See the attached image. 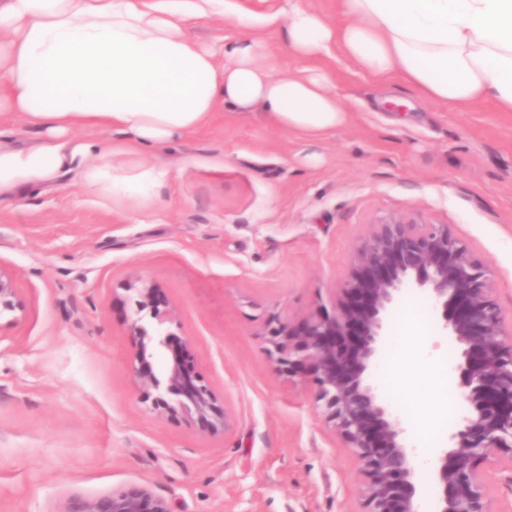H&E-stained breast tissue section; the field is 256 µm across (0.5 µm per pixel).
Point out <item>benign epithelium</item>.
Returning a JSON list of instances; mask_svg holds the SVG:
<instances>
[{
	"instance_id": "7a95c632",
	"label": "benign epithelium",
	"mask_w": 512,
	"mask_h": 512,
	"mask_svg": "<svg viewBox=\"0 0 512 512\" xmlns=\"http://www.w3.org/2000/svg\"><path fill=\"white\" fill-rule=\"evenodd\" d=\"M425 293L441 329L461 347L458 395L467 412L434 451L442 489L437 512H491L480 467L505 457L512 463V331L504 328L492 293L494 271L473 257L446 224L388 215L372 224L356 249L339 293L338 312L313 316L297 328L272 330L279 362L306 368L317 401L353 449L365 478L366 512H420L413 448L368 374L388 339L389 317L403 286ZM141 313L130 326L132 370L155 391L151 408L183 410L201 428L227 426L205 377L185 344L163 328L162 299L151 282L136 286ZM67 512H171L169 503L139 485L93 499L74 498Z\"/></svg>"
}]
</instances>
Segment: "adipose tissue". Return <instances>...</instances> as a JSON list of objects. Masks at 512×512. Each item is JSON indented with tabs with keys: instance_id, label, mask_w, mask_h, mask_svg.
I'll return each mask as SVG.
<instances>
[{
	"instance_id": "obj_1",
	"label": "adipose tissue",
	"mask_w": 512,
	"mask_h": 512,
	"mask_svg": "<svg viewBox=\"0 0 512 512\" xmlns=\"http://www.w3.org/2000/svg\"><path fill=\"white\" fill-rule=\"evenodd\" d=\"M0 0V106L44 129L48 140L16 147L0 134V198L77 171L118 203L147 204L166 176L140 164L149 148L207 125L217 109H260L277 125L316 138L347 120L316 60L340 51L359 68L396 75L434 102H489L512 112V0H339L347 21L302 0ZM223 16L242 28L229 61L187 33L191 21ZM285 18L295 72L273 78L257 61L253 26ZM103 127L109 147L63 140ZM392 364L446 362L430 355L415 323L385 345Z\"/></svg>"
}]
</instances>
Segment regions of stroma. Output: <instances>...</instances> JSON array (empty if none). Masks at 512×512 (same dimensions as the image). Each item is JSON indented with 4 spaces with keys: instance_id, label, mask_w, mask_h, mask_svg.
<instances>
[{
    "instance_id": "35a3bbf8",
    "label": "stroma",
    "mask_w": 512,
    "mask_h": 512,
    "mask_svg": "<svg viewBox=\"0 0 512 512\" xmlns=\"http://www.w3.org/2000/svg\"><path fill=\"white\" fill-rule=\"evenodd\" d=\"M283 25L258 30L276 78L295 62ZM349 118L315 139L262 111L221 110L171 147L146 151L169 175L150 207L112 202L64 170L0 202V512H66L130 485L173 512H364V478L316 399L311 375L282 371L277 323L334 313L355 250L378 217L449 225L496 275L512 323V112L422 98L340 52L323 58ZM159 286L173 332L206 376L229 425L215 432L145 402L131 370L135 295ZM437 355L457 360L421 291ZM457 376L403 364L383 396L410 438L406 405L434 387L449 425Z\"/></svg>"
}]
</instances>
